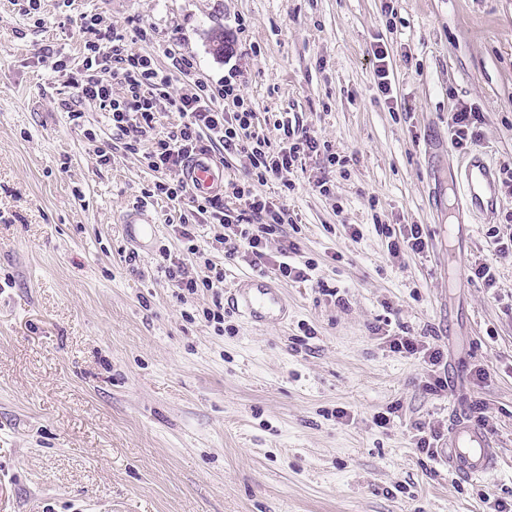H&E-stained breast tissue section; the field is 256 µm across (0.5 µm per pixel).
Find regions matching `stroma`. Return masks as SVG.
<instances>
[{"instance_id": "35a3bbf8", "label": "stroma", "mask_w": 512, "mask_h": 512, "mask_svg": "<svg viewBox=\"0 0 512 512\" xmlns=\"http://www.w3.org/2000/svg\"><path fill=\"white\" fill-rule=\"evenodd\" d=\"M393 5L388 17L382 0H0V512H512V262L492 289L448 275V179L462 156L449 113H483L478 152L512 165V0ZM84 13L133 50L176 44L209 86L237 69L269 139L289 114L357 152L330 194L313 188L314 161L291 175L283 202L316 269L314 283H282V323L228 304L251 268L225 260L217 224L196 232L223 284L176 299L155 269L178 247L167 202L146 208L160 236L129 271L119 218L154 174L113 139L105 110L83 105L78 128L63 107ZM216 30L232 56L214 54ZM49 45L66 73L43 58ZM499 197L493 214H464L467 260L492 257L490 233L512 211V192ZM377 215L422 225L427 252L391 255ZM216 296L220 328L202 316ZM394 334L439 349L440 363L392 351ZM437 377L449 386L429 393ZM458 401L481 405L502 453L488 479L457 478L415 448L417 428L447 434ZM373 56L376 60L373 72L377 88L382 94L388 95L391 91V78L389 68L385 63V50L381 46L376 47V49L373 50Z\"/></svg>"}]
</instances>
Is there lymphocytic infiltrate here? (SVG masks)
Here are the masks:
<instances>
[{
	"label": "lymphocytic infiltrate",
	"instance_id": "obj_1",
	"mask_svg": "<svg viewBox=\"0 0 512 512\" xmlns=\"http://www.w3.org/2000/svg\"><path fill=\"white\" fill-rule=\"evenodd\" d=\"M81 28L85 35L82 69L71 80L79 100L103 106L113 137L122 141L126 151L141 154L156 175L152 186L138 197L137 207L165 199L186 208L172 227L180 249H161L156 262L158 273L174 288L177 298L213 289L224 281V268L216 263L206 261L203 276L191 270L194 260L205 254L195 234L199 224L223 227L219 242L225 258L245 257L256 270L272 267L277 278L286 282L310 281L315 265L298 260L300 244L284 230L291 221L286 206L263 196L260 188L284 181L286 174L313 159L324 172L315 187L320 194H330L329 173L356 163V155L337 153L314 128L285 118L275 123L282 141L272 145L257 130L254 108L238 83L228 80L211 88L169 46L162 49L170 62L166 68L158 65L153 54L120 49L123 34L102 25L98 15H83ZM163 100L180 117L179 123L167 128L161 125L158 109ZM221 151L247 158L243 179L232 182L230 196H193L183 177L187 159ZM273 236L278 247L271 254L267 243Z\"/></svg>",
	"mask_w": 512,
	"mask_h": 512
}]
</instances>
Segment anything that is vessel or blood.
I'll return each instance as SVG.
<instances>
[{"label":"vessel or blood","instance_id":"1","mask_svg":"<svg viewBox=\"0 0 512 512\" xmlns=\"http://www.w3.org/2000/svg\"><path fill=\"white\" fill-rule=\"evenodd\" d=\"M457 172L455 182L463 211L474 215L494 213L500 198L495 173L483 155H466L461 159ZM187 180L193 195L209 197L223 190L224 170L209 156L200 155L190 162ZM122 222L127 240L135 243L154 241L159 234L156 220L149 217L128 215ZM233 291L237 308L254 322L277 321L286 314V301L272 279L241 275L234 279ZM440 460L457 477L476 481L497 469L499 451L490 434L476 425L466 409L460 406L448 427V443Z\"/></svg>","mask_w":512,"mask_h":512}]
</instances>
